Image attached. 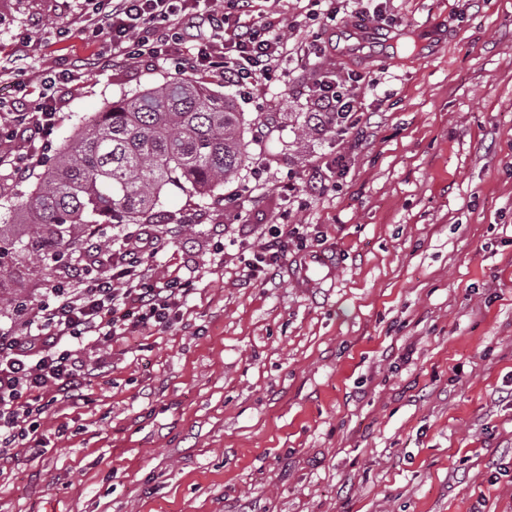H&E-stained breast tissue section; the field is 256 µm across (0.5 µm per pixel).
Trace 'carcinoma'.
<instances>
[{"mask_svg":"<svg viewBox=\"0 0 512 512\" xmlns=\"http://www.w3.org/2000/svg\"><path fill=\"white\" fill-rule=\"evenodd\" d=\"M243 113L177 77L90 117L49 160L14 215L0 216V258L62 259L91 224H155L164 188L208 197L246 166Z\"/></svg>","mask_w":512,"mask_h":512,"instance_id":"1","label":"carcinoma"}]
</instances>
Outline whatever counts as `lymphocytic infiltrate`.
<instances>
[{
	"mask_svg": "<svg viewBox=\"0 0 512 512\" xmlns=\"http://www.w3.org/2000/svg\"><path fill=\"white\" fill-rule=\"evenodd\" d=\"M84 28L96 31L107 22L112 40L95 64L133 59H163L181 64L192 54V66L223 65L226 83L243 88L270 79L291 53L282 30L287 18L244 23L254 0H91ZM361 79L323 74L312 93L321 111L344 120L360 111ZM56 124L49 101L0 103V166L13 173L31 172L35 141ZM155 240L149 228L124 234L108 273L80 272L50 288V301L38 304L23 325L0 326V456L35 431L32 415L46 403L64 397L78 402L93 371L81 349H107L127 336L180 322L187 289L180 277L158 281L150 266Z\"/></svg>",
	"mask_w": 512,
	"mask_h": 512,
	"instance_id": "f902f5d3",
	"label": "lymphocytic infiltrate"
}]
</instances>
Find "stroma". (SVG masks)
Instances as JSON below:
<instances>
[{
  "instance_id": "35a3bbf8",
  "label": "stroma",
  "mask_w": 512,
  "mask_h": 512,
  "mask_svg": "<svg viewBox=\"0 0 512 512\" xmlns=\"http://www.w3.org/2000/svg\"><path fill=\"white\" fill-rule=\"evenodd\" d=\"M365 45L313 0H255L251 21L312 12L299 50L251 94L185 68L247 120L250 169L212 196L169 189L157 278L191 283L183 319L88 355L87 403L58 402L0 461V512H512V0H365ZM87 0H0V57L31 33L0 100L54 71L53 155L86 118L177 77L143 58L83 72ZM56 28L65 37L53 36ZM375 79L352 125L311 114L317 71ZM335 161L337 189L298 192ZM289 224L340 264L297 287L289 239L244 277L243 247ZM55 263L0 261V319L44 300Z\"/></svg>"
}]
</instances>
